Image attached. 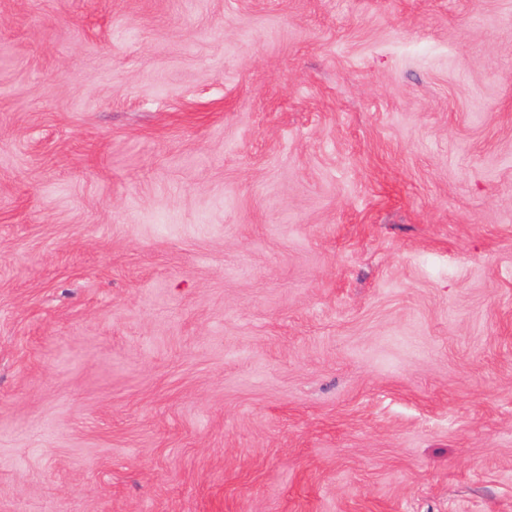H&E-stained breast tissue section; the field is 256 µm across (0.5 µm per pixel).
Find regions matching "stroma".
I'll use <instances>...</instances> for the list:
<instances>
[{"label":"stroma","mask_w":512,"mask_h":512,"mask_svg":"<svg viewBox=\"0 0 512 512\" xmlns=\"http://www.w3.org/2000/svg\"><path fill=\"white\" fill-rule=\"evenodd\" d=\"M0 512H512V0H0Z\"/></svg>","instance_id":"35a3bbf8"}]
</instances>
